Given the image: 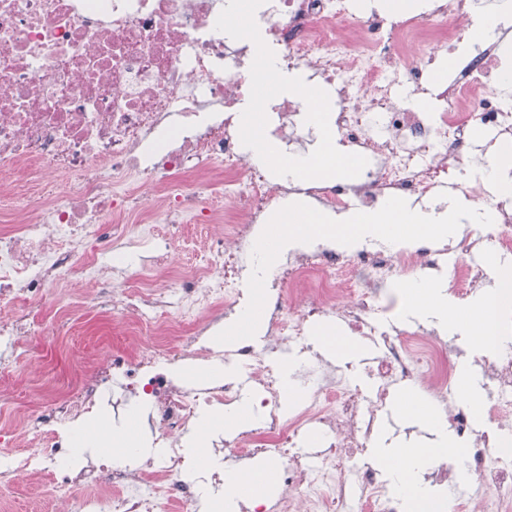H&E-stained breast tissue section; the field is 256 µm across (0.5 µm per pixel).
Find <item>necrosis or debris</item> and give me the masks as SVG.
<instances>
[{
  "mask_svg": "<svg viewBox=\"0 0 512 512\" xmlns=\"http://www.w3.org/2000/svg\"><path fill=\"white\" fill-rule=\"evenodd\" d=\"M429 2L426 13L391 19L357 16L355 0H258L250 22L279 69L330 89L342 141L370 160L359 183L300 190L253 165L241 146L235 114L250 94L254 63L224 31L223 0H0V173L19 176L0 186V338L12 343L0 379L14 376L36 344L37 315L47 308L58 335L70 336L107 302L122 335L142 342L133 350L113 345L65 376L44 370L36 396L0 404V446L23 447L0 462L5 488L36 472L67 512H197L196 486L183 477V438L201 412L223 413L239 390L220 381L191 387L163 365L231 355L251 366L263 416L257 429L229 444L216 437L215 445L285 462L278 512H401L375 472L356 469V453L396 382L418 377L447 398L455 379L448 346L431 335L383 337L372 393L330 376L302 392L290 418L267 355L307 348L309 325L326 312L372 335L380 288L418 268L448 263L463 291L481 287L486 272L464 260L479 239L452 258L427 243L294 250L275 278L264 348L244 343L227 352L205 333L243 296V249L261 216L299 190L336 212L447 188L488 205L490 239L512 250V198L494 180L460 176L473 163L491 165L512 141V61L502 52L512 24L500 22L499 37L477 45L472 0ZM449 55L447 77L433 80ZM264 110L279 136L302 142L296 101ZM144 249L151 270H131L127 255ZM483 370L493 430H474L467 410L446 407L486 492L456 510L512 512V468L488 454L496 434L512 433V359L485 360ZM133 400L149 407L163 454L68 466L71 427L104 403ZM310 431L324 441L312 464L296 450Z\"/></svg>",
  "mask_w": 512,
  "mask_h": 512,
  "instance_id": "obj_1",
  "label": "necrosis or debris"
}]
</instances>
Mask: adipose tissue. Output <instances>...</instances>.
<instances>
[{
  "label": "adipose tissue",
  "instance_id": "1",
  "mask_svg": "<svg viewBox=\"0 0 512 512\" xmlns=\"http://www.w3.org/2000/svg\"><path fill=\"white\" fill-rule=\"evenodd\" d=\"M310 102L306 117L317 133V141L310 154L291 158L277 144L263 139L260 135L262 114L254 102L246 103L237 115L245 151L254 153L265 167L279 176L300 184L317 178L336 180L351 176L359 166L358 159L337 151V131L329 118L326 104L315 94L311 95ZM486 263L498 274L496 285L469 298L470 314L461 319L448 315L456 300L450 295L446 280L400 279L396 288L407 300L406 318L437 325L442 332L464 337L487 351H506L505 340L493 331V319L500 307L512 303V266L502 263L491 250L486 253ZM398 410L406 419L427 429L432 438L416 448L381 446L377 451V461L383 471L390 474L393 487L407 512H416L418 504L429 495L428 488L421 481L422 473L447 455L464 457L465 450L449 429L441 409L420 392H406Z\"/></svg>",
  "mask_w": 512,
  "mask_h": 512
}]
</instances>
